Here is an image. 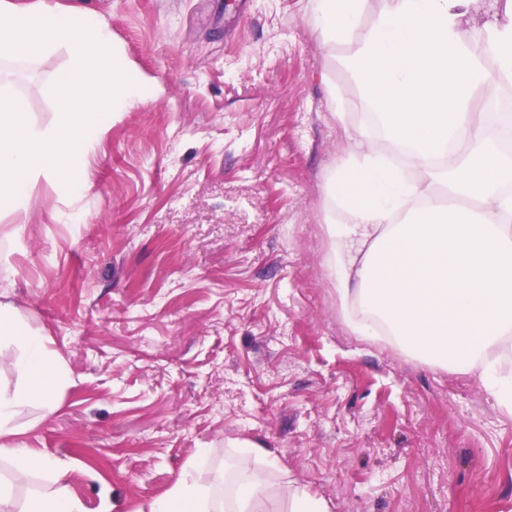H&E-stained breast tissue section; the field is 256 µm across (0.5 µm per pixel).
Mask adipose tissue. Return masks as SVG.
I'll return each mask as SVG.
<instances>
[{
    "label": "adipose tissue",
    "mask_w": 512,
    "mask_h": 512,
    "mask_svg": "<svg viewBox=\"0 0 512 512\" xmlns=\"http://www.w3.org/2000/svg\"><path fill=\"white\" fill-rule=\"evenodd\" d=\"M369 0H316L313 25L324 43L354 44L347 60L363 87L389 148L420 173L407 180L385 161L384 148L356 134L329 182L344 220L327 227V265L356 333L375 326L402 349L437 367L480 369L489 390L512 408V381L486 368L487 356L512 335V154L499 150L471 110L475 91L512 83V4L479 35L464 28L472 0H385L370 26ZM494 60L487 68L486 60ZM472 199L449 206L441 192ZM18 346L11 365L24 385L0 392V437L13 419L52 394L67 373L48 339L30 329L19 308L0 301V345ZM13 481L36 470L51 483L24 512H82L67 492L66 468L16 448ZM268 452L251 449L237 464L231 507L212 500L198 480L179 478L150 512H268L271 492L252 467Z\"/></svg>",
    "instance_id": "adipose-tissue-1"
}]
</instances>
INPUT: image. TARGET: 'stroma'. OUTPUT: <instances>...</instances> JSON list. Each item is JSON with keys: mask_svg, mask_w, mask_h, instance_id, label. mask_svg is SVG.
Listing matches in <instances>:
<instances>
[{"mask_svg": "<svg viewBox=\"0 0 512 512\" xmlns=\"http://www.w3.org/2000/svg\"><path fill=\"white\" fill-rule=\"evenodd\" d=\"M56 2L104 19L145 89L90 131L72 204L41 178L0 215V292L69 375L0 444L67 468L84 512H147L196 463L221 499L256 447L331 512H512V409L340 310L326 176L383 132L314 0ZM65 61L14 68L36 121Z\"/></svg>", "mask_w": 512, "mask_h": 512, "instance_id": "obj_1", "label": "stroma"}]
</instances>
